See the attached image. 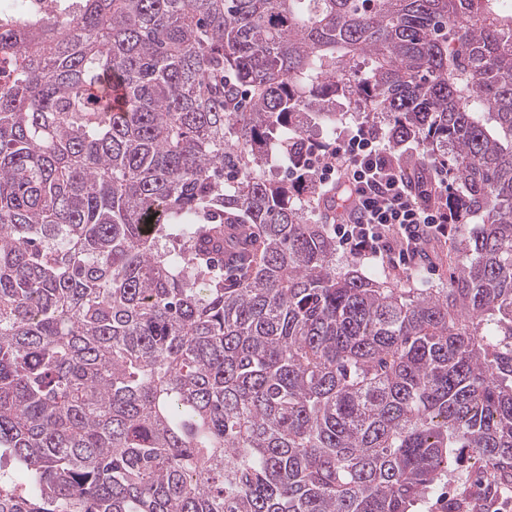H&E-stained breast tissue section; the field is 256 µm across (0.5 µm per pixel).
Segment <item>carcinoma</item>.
<instances>
[{
    "instance_id": "cac0c4a2",
    "label": "carcinoma",
    "mask_w": 512,
    "mask_h": 512,
    "mask_svg": "<svg viewBox=\"0 0 512 512\" xmlns=\"http://www.w3.org/2000/svg\"><path fill=\"white\" fill-rule=\"evenodd\" d=\"M341 104L457 174L448 287L336 271L267 176ZM465 455L512 473V0L0 29V512H413Z\"/></svg>"
}]
</instances>
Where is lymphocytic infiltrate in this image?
I'll list each match as a JSON object with an SVG mask.
<instances>
[{
  "instance_id": "1",
  "label": "lymphocytic infiltrate",
  "mask_w": 512,
  "mask_h": 512,
  "mask_svg": "<svg viewBox=\"0 0 512 512\" xmlns=\"http://www.w3.org/2000/svg\"><path fill=\"white\" fill-rule=\"evenodd\" d=\"M300 186L335 192L343 213L333 225L338 245L354 259L409 271L448 237V163H430L412 179L401 170L376 127L340 132L331 149L303 152Z\"/></svg>"
}]
</instances>
